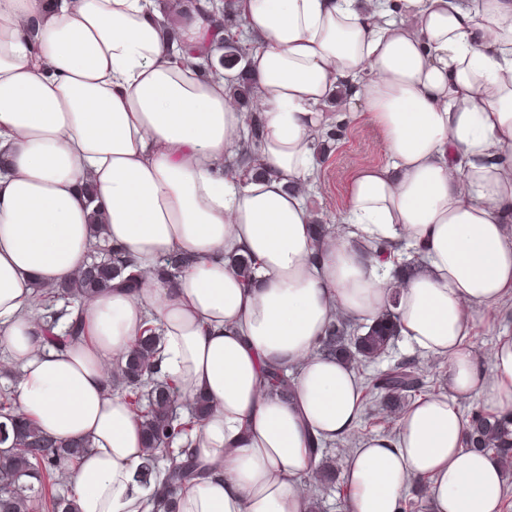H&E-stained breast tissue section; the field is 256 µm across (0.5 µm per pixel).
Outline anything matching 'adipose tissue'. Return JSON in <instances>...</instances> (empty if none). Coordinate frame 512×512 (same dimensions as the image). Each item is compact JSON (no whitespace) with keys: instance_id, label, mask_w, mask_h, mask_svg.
I'll return each mask as SVG.
<instances>
[{"instance_id":"ef3b65f1","label":"adipose tissue","mask_w":512,"mask_h":512,"mask_svg":"<svg viewBox=\"0 0 512 512\" xmlns=\"http://www.w3.org/2000/svg\"><path fill=\"white\" fill-rule=\"evenodd\" d=\"M233 6L252 113L199 73L223 35L211 0L184 7L178 48L156 0H0V341L19 413L90 443L60 472L77 512H153L162 486L137 480L142 430L112 369L155 317L159 371L209 404L191 445L205 475L177 512H309L316 444L344 442L362 409L358 372L316 344L333 320L390 311L409 350L444 359L447 389L344 452L347 512H399L412 479L431 512H502L504 475L467 447L459 402L512 414V336L488 365L469 342L475 312L512 299V0ZM331 102L377 127L388 160L357 167L319 238L307 194ZM251 120L260 176L231 160ZM375 238L421 250V267L394 279ZM104 244L133 258L136 291L84 299L81 339L49 347L37 288L77 279ZM178 253L191 266L165 276ZM273 368L295 369L291 398L265 392Z\"/></svg>"}]
</instances>
